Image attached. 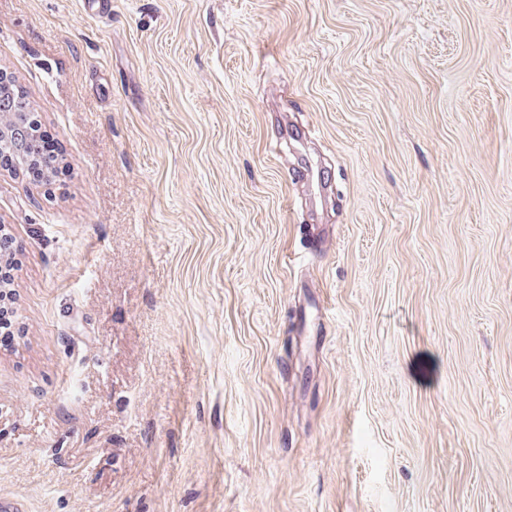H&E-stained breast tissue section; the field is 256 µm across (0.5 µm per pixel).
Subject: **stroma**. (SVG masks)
Returning <instances> with one entry per match:
<instances>
[{
    "label": "stroma",
    "instance_id": "stroma-1",
    "mask_svg": "<svg viewBox=\"0 0 512 512\" xmlns=\"http://www.w3.org/2000/svg\"><path fill=\"white\" fill-rule=\"evenodd\" d=\"M0 72V512H512V0H0ZM30 116L28 121H25L20 117L21 130L17 131V134L19 135L13 137L11 141L0 142V151L2 152H0V169H16L14 157L11 154L16 157L20 165H26L31 161L36 150L33 129L36 132L35 134L38 136L39 149L42 158L47 161H56L57 163L60 155L58 139L47 130H42L41 125H39V123L34 119V128H32L33 125L30 123ZM56 163L50 168V166L45 167L41 162H36L22 172L34 182L50 183L58 174ZM14 243L15 238L4 226L0 230V288L1 285L5 288L11 286L18 271L17 260L15 259L18 246ZM0 298V349L11 351L18 344V335L15 334V314L9 303V293L1 292Z\"/></svg>",
    "mask_w": 512,
    "mask_h": 512
}]
</instances>
